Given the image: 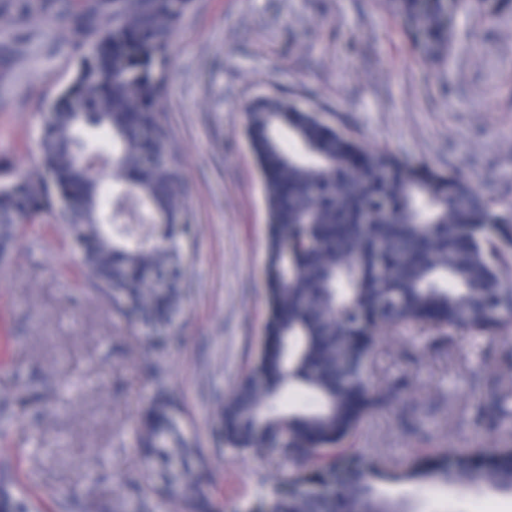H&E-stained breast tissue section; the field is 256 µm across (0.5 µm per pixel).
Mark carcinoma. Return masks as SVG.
Wrapping results in <instances>:
<instances>
[{
	"instance_id": "cac0c4a2",
	"label": "carcinoma",
	"mask_w": 512,
	"mask_h": 512,
	"mask_svg": "<svg viewBox=\"0 0 512 512\" xmlns=\"http://www.w3.org/2000/svg\"><path fill=\"white\" fill-rule=\"evenodd\" d=\"M193 0H0V25L52 13L82 42L75 79L42 109L41 166L0 192V261L19 227L54 214L79 245L97 294L148 328L164 349L186 288L179 238L192 224L182 164L163 111L172 38ZM415 51H450L452 14L467 0H389ZM27 45L0 46V65ZM100 130L112 148L111 184L76 155L79 125ZM246 135L268 215L264 286L268 317L250 373L219 400L224 447L275 451L294 464L287 485L259 494L249 512H406L383 482L493 487L512 493V447L487 454L426 453L399 467L347 446L363 420L398 400L404 378L373 383L379 333L413 324L445 344L459 333L494 337L512 329V215L499 214L464 175L368 149L296 102L254 101ZM166 151L161 166L143 163ZM63 205H58V202ZM150 225L135 244L112 238L106 219ZM176 401L158 384L139 422L138 447L160 466L146 477L136 512L159 494L185 512H216L213 477L193 459L203 449L180 432ZM479 418L512 431V381L498 378ZM0 512H36L0 488Z\"/></svg>"
}]
</instances>
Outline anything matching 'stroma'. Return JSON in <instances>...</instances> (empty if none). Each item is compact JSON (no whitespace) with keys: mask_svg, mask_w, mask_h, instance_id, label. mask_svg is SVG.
Masks as SVG:
<instances>
[{"mask_svg":"<svg viewBox=\"0 0 512 512\" xmlns=\"http://www.w3.org/2000/svg\"><path fill=\"white\" fill-rule=\"evenodd\" d=\"M32 41L0 71V184L39 161L40 110L73 79L78 37L61 19L26 21ZM455 44L421 58L386 0H194L166 66L163 109L190 186L193 226L180 240L188 286L179 346L150 352L141 328L99 298L51 216L23 225L0 263V399L35 385L7 430L0 471L38 512H130L150 468L137 418L156 384L178 402L182 433L205 448L215 507L246 512L292 472L271 454L217 448V398L250 370L267 317L266 209L244 136L245 107L292 96L371 149L464 171L499 207L512 204V0H469ZM384 376L405 400L362 423L354 448L407 463L420 453L501 447L477 424L471 374L512 364V331L431 343L415 327L381 333ZM412 512H512V495L404 484Z\"/></svg>","mask_w":512,"mask_h":512,"instance_id":"stroma-1","label":"stroma"}]
</instances>
